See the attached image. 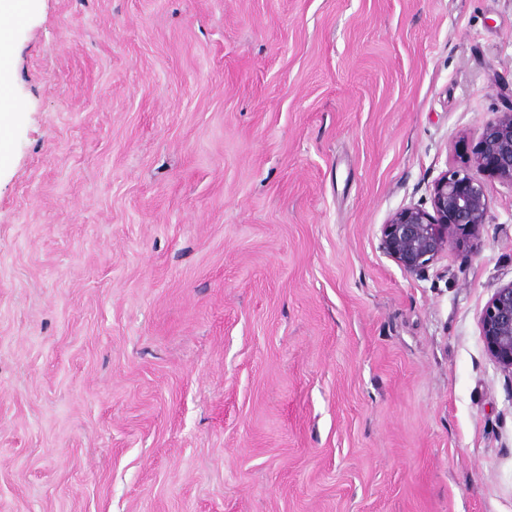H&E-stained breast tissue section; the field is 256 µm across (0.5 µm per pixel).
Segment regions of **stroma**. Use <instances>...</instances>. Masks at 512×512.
<instances>
[{
	"instance_id": "1",
	"label": "stroma",
	"mask_w": 512,
	"mask_h": 512,
	"mask_svg": "<svg viewBox=\"0 0 512 512\" xmlns=\"http://www.w3.org/2000/svg\"><path fill=\"white\" fill-rule=\"evenodd\" d=\"M0 512H512V186L380 249L512 107V0H20ZM431 209L408 206L381 227V249L405 273L420 276L442 252L476 236L486 224L488 183L466 166L443 173L431 192ZM481 327L490 356L512 373V282L497 288L483 310Z\"/></svg>"
}]
</instances>
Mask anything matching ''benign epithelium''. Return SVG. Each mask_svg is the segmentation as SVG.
Listing matches in <instances>:
<instances>
[{
	"label": "benign epithelium",
	"instance_id": "1",
	"mask_svg": "<svg viewBox=\"0 0 512 512\" xmlns=\"http://www.w3.org/2000/svg\"><path fill=\"white\" fill-rule=\"evenodd\" d=\"M484 175H472L469 168ZM512 185V110L483 125L469 166L443 173L431 192V209L408 206L381 227V249L405 273L420 276L442 252L476 236L486 224L488 181ZM490 356L512 373V282L498 288L481 317Z\"/></svg>",
	"mask_w": 512,
	"mask_h": 512
}]
</instances>
